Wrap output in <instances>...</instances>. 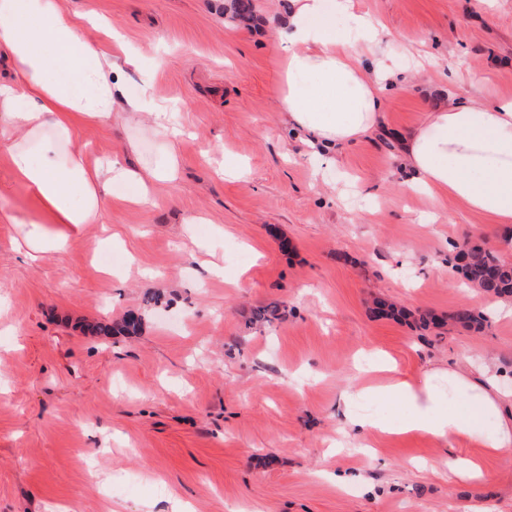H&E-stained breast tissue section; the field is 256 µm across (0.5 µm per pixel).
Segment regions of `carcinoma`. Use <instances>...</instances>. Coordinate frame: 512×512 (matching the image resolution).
I'll return each instance as SVG.
<instances>
[{
  "label": "carcinoma",
  "instance_id": "cac0c4a2",
  "mask_svg": "<svg viewBox=\"0 0 512 512\" xmlns=\"http://www.w3.org/2000/svg\"><path fill=\"white\" fill-rule=\"evenodd\" d=\"M452 261L461 271L467 282L479 292L497 299H512V262L506 261L479 244L469 248L468 262L459 264V254ZM281 316V306L277 302L260 306L251 311L250 323H271ZM454 323L477 331L483 328L485 319L480 313L468 306H461L452 315ZM142 319L131 314L113 325L96 324L91 326L92 333L109 336L115 332L126 336L138 334Z\"/></svg>",
  "mask_w": 512,
  "mask_h": 512
}]
</instances>
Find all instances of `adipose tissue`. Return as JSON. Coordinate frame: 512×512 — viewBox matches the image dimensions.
Returning a JSON list of instances; mask_svg holds the SVG:
<instances>
[{
    "label": "adipose tissue",
    "instance_id": "adipose-tissue-1",
    "mask_svg": "<svg viewBox=\"0 0 512 512\" xmlns=\"http://www.w3.org/2000/svg\"><path fill=\"white\" fill-rule=\"evenodd\" d=\"M277 36L287 51L280 109L288 131L319 160L378 130L386 92L399 73L382 27L360 13L354 0H293ZM0 50L13 80L0 81V146L14 175L41 206L43 222H31L23 240L32 251H58L66 241L43 233L42 223L80 227L98 223L105 197L152 203L154 189L178 177L176 145L186 128L172 106L154 99L147 86L129 87L125 74L141 69L144 55L117 45L108 50L80 33L79 16L59 0H0ZM147 115L158 140L142 167L112 161L90 165L75 143L76 126L91 119L104 126ZM410 190L433 202L456 199L495 224H512V100L478 97L437 102L425 119L399 139ZM386 383L364 386L367 395L397 398L408 418L389 424L358 411L346 419L359 432L393 436L417 433L436 441L463 437L492 451L512 446V416L501 417L507 398L497 374L473 380L456 370L434 369L414 378L400 375L391 360L370 365ZM456 390L440 397L437 379ZM498 418L494 432L484 416Z\"/></svg>",
    "mask_w": 512,
    "mask_h": 512
}]
</instances>
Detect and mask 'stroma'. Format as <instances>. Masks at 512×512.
<instances>
[{"label": "stroma", "mask_w": 512, "mask_h": 512, "mask_svg": "<svg viewBox=\"0 0 512 512\" xmlns=\"http://www.w3.org/2000/svg\"><path fill=\"white\" fill-rule=\"evenodd\" d=\"M227 2L62 0L98 42L149 57L130 82L178 108L189 135L155 204L112 197L100 223L45 225L67 236L59 252L26 247L40 210L0 146V512H172L177 499L189 512H512V448L362 437L341 415L361 357L378 353L412 377L483 363L512 390V315L448 264L466 240L499 250L512 224L451 200L450 223H426L434 205L406 188L397 142L441 95L512 98V0H356L395 65L422 44L433 60L386 94L383 132L321 168L284 133L276 27L290 0H254L247 23ZM77 138L93 163L156 150L141 116ZM225 155L246 178L215 173ZM379 296L406 317L375 313ZM270 302L283 318L250 325ZM463 304L486 314L482 331L449 321ZM129 313L138 335L87 329ZM425 313L443 326L420 331ZM450 455L483 457L485 480L449 478L435 462ZM343 472L362 479L337 487Z\"/></svg>", "instance_id": "1"}]
</instances>
